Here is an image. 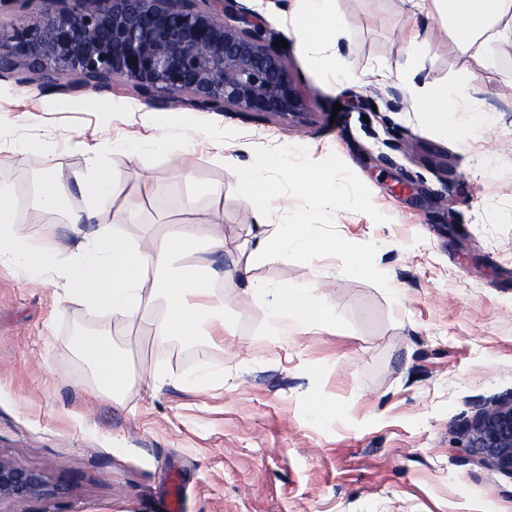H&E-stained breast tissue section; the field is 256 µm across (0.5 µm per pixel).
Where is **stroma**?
Here are the masks:
<instances>
[{
	"instance_id": "obj_1",
	"label": "stroma",
	"mask_w": 512,
	"mask_h": 512,
	"mask_svg": "<svg viewBox=\"0 0 512 512\" xmlns=\"http://www.w3.org/2000/svg\"><path fill=\"white\" fill-rule=\"evenodd\" d=\"M244 4L286 40L303 110L263 119L183 105L173 153L111 154L118 189L99 215L108 225L133 207L123 234L174 225L201 243L221 220L226 250L213 260L232 275L224 340L154 339L156 300L112 337L139 376L162 371L168 381L136 384L116 404L96 395L70 351L74 333L91 326L83 308L61 287L0 266V457L47 485L44 495L0 502V512H169L175 475L182 512H512V477L473 462L463 431L475 402L512 393V46H497L486 69L452 49L436 11L413 19L397 0H336L348 73L337 83L289 34L291 0ZM414 25L431 31L417 84L467 93V111L448 115L457 138L439 137L410 109L399 72ZM166 109L125 81L68 92L26 70L1 73L0 138L51 144L0 156L21 227L35 234L46 221L32 204L39 175L84 167L82 131L107 143L160 137L155 117ZM215 140L246 166L255 148L276 145L340 157L388 221L342 210L334 226L347 241L377 245L389 290L346 276L335 257L256 261L259 235L274 234L298 202L279 197L259 219L231 170L212 161ZM184 162L194 184L180 176ZM251 279L311 290L325 322L293 320L270 337L266 308L235 301ZM204 364L218 374L200 393L185 380Z\"/></svg>"
}]
</instances>
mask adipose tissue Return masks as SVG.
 I'll return each mask as SVG.
<instances>
[{"mask_svg":"<svg viewBox=\"0 0 512 512\" xmlns=\"http://www.w3.org/2000/svg\"><path fill=\"white\" fill-rule=\"evenodd\" d=\"M434 2L448 22L454 50L476 57L483 66L494 64L492 43H512V0ZM337 27L335 0H300L288 13L289 32L301 40L316 62L336 76L341 70L326 51L336 39ZM410 107L425 113L442 137L453 138L457 132L449 126L448 115L464 111L465 102L456 90L443 87L425 96L415 88L411 91ZM81 146L86 156L84 168L55 169L38 180L35 191V204L40 211L64 212L73 232L71 242L59 241L49 228L38 236L23 232L12 205L14 189L0 182V266L19 268L31 282L57 279L67 297L83 306L93 326L72 336L71 349L88 361L97 394L119 403L137 379L128 350L112 341L116 325L135 323L160 297L165 301V311L154 323L157 337L191 342L199 336L203 325L223 326V303L208 300L214 281L223 279V272L204 264L190 270L183 261L201 251L223 252L224 233L214 229L201 246L176 228L160 236L146 234L138 238L95 228L99 210L111 203L115 191L109 152L135 156L147 148L164 154L170 143L164 138L144 142L116 139L107 146L93 131L84 134ZM212 159L232 166L237 181L250 189L253 199L276 195V185L254 168L237 165L233 156L226 154L223 143H214ZM74 186L87 202L86 208L77 212L64 208ZM245 294L250 301L266 306L270 333L274 336L281 333L287 320L317 325L325 318L323 310L309 304L297 290L254 282Z\"/></svg>","mask_w":512,"mask_h":512,"instance_id":"obj_1","label":"adipose tissue"}]
</instances>
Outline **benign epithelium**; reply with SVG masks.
<instances>
[{
	"label": "benign epithelium",
	"instance_id": "7a95c632",
	"mask_svg": "<svg viewBox=\"0 0 512 512\" xmlns=\"http://www.w3.org/2000/svg\"><path fill=\"white\" fill-rule=\"evenodd\" d=\"M207 3L202 8L198 2ZM0 25V73L28 68L69 87L132 84L148 100L286 117L302 106L276 33L237 0H51ZM476 462L512 476V393L480 401L466 423ZM42 476L0 458V501L44 493Z\"/></svg>",
	"mask_w": 512,
	"mask_h": 512
}]
</instances>
